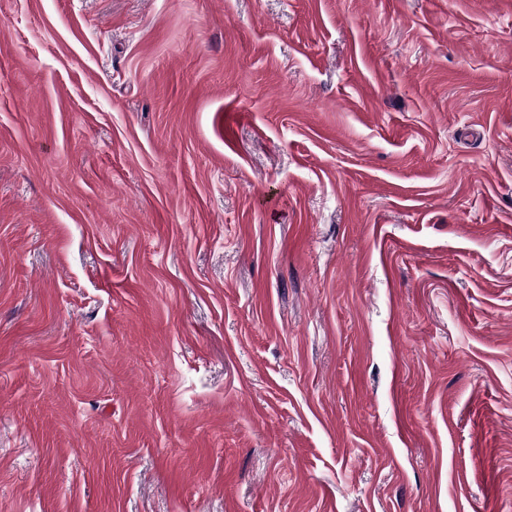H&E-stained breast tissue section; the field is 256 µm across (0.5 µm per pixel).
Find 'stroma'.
<instances>
[{"mask_svg": "<svg viewBox=\"0 0 512 512\" xmlns=\"http://www.w3.org/2000/svg\"><path fill=\"white\" fill-rule=\"evenodd\" d=\"M0 512H512V0H0Z\"/></svg>", "mask_w": 512, "mask_h": 512, "instance_id": "stroma-1", "label": "stroma"}]
</instances>
